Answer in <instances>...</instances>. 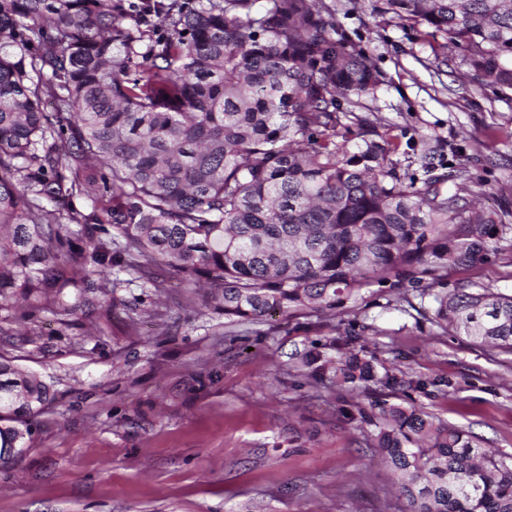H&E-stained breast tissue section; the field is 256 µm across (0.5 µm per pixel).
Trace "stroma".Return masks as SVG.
<instances>
[{"mask_svg": "<svg viewBox=\"0 0 512 512\" xmlns=\"http://www.w3.org/2000/svg\"><path fill=\"white\" fill-rule=\"evenodd\" d=\"M325 2L382 74L362 113L399 141L401 177L420 176V153L439 144L447 190L512 209V90L472 82L446 34L377 14L382 0ZM507 223L487 260L414 289L371 284L336 316L235 326L174 279L160 293L120 281L118 306L93 320L36 312L24 335L0 306V355L53 395L32 448L0 467V512H410L370 426L351 420L381 401L421 405L512 464V354L442 331L427 293L435 280L512 293ZM345 347L421 388L336 387Z\"/></svg>", "mask_w": 512, "mask_h": 512, "instance_id": "1", "label": "stroma"}]
</instances>
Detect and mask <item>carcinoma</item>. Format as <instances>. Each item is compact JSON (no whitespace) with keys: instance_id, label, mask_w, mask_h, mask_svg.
<instances>
[{"instance_id":"cac0c4a2","label":"carcinoma","mask_w":512,"mask_h":512,"mask_svg":"<svg viewBox=\"0 0 512 512\" xmlns=\"http://www.w3.org/2000/svg\"><path fill=\"white\" fill-rule=\"evenodd\" d=\"M0 0V301L90 317L114 272L213 288L231 324L334 312L370 283L485 260L509 211L404 184L398 145L343 105L380 84L323 0ZM448 35L480 85L512 89V0H383ZM433 322L512 353V294H432ZM336 381L412 389L342 353ZM51 401L0 361V446L30 448ZM414 512H512V466L412 403L360 413Z\"/></svg>"}]
</instances>
